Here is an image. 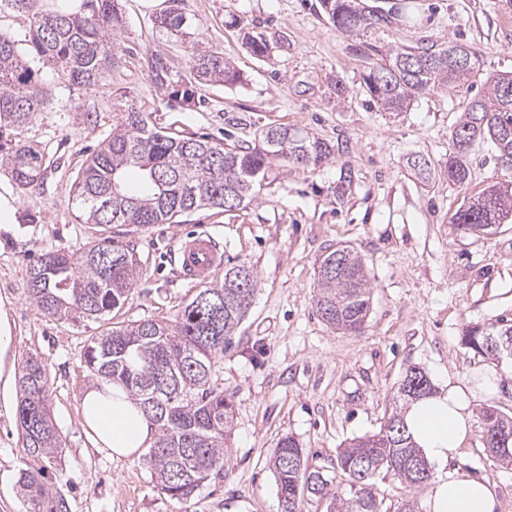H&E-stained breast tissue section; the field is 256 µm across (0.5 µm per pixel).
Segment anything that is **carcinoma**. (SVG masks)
I'll return each mask as SVG.
<instances>
[{"instance_id":"1","label":"carcinoma","mask_w":512,"mask_h":512,"mask_svg":"<svg viewBox=\"0 0 512 512\" xmlns=\"http://www.w3.org/2000/svg\"><path fill=\"white\" fill-rule=\"evenodd\" d=\"M336 30L355 38L353 53L382 63L366 67V92L386 112H401L418 96L440 88H472L480 64L472 50L469 63H448L458 43L385 48L371 33L391 24L390 14L365 0H320ZM27 14L26 49L0 35V138L20 129L41 111L45 93L29 60L54 65L60 79L85 88L100 87L118 64L114 36L122 28L115 0H87L88 12L40 11L33 0H0V9ZM179 33L186 17L177 5L160 19ZM200 79L235 84L237 72L219 53L194 60ZM487 92L472 98L451 133L448 181L463 186L470 170L468 153L477 140L490 144L499 157L512 161V90L502 74L487 77ZM335 155L334 146L297 129L266 130L263 146L224 145L206 136L171 134L149 125L134 108L113 115L112 133L87 156L73 182V191L87 224H172L200 209L231 211L254 197L274 161L287 167H317ZM0 164L21 189L36 185L50 167L45 154L22 140L0 142ZM139 172L145 190L132 193L125 172ZM512 214V187H489L459 207L453 223L466 233H489ZM343 269L330 272L319 265L315 311L333 328L361 332L371 307V288L362 258L339 247ZM132 251L102 238L76 252L48 251L30 267L27 294L44 314L59 319L97 321L119 310L137 282ZM256 277L245 262L224 267V277L192 299L175 325L154 319L112 326L91 338L84 363L91 375L121 384L156 427L147 463L162 493L188 500L207 485L224 480V456L233 431V405L212 382L218 357L231 345L249 311ZM512 337V324L475 326L462 344L495 360L489 341ZM18 385L17 415L28 464L17 480L27 512H70L68 499L46 483L48 466L60 449L58 432L48 410L49 375L30 357L23 363ZM432 391L428 376L412 368L398 386L399 399L414 401ZM484 447L495 457L512 461V417L492 405L481 414ZM270 463L280 512H302L304 500L326 502V512H391L377 486L389 475L415 489L426 486L432 472L406 430L403 416L391 413L378 432L352 440L336 456L340 481L312 469L306 450L292 436L277 442Z\"/></svg>"}]
</instances>
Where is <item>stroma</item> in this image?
<instances>
[{
	"label": "stroma",
	"mask_w": 512,
	"mask_h": 512,
	"mask_svg": "<svg viewBox=\"0 0 512 512\" xmlns=\"http://www.w3.org/2000/svg\"><path fill=\"white\" fill-rule=\"evenodd\" d=\"M393 8L376 37L391 46L458 41L482 59L471 90L442 88L401 112L381 110L364 91L365 59L325 17L320 0H118L124 26L120 60L95 89L60 80L34 62L48 101L21 134L51 166L40 185L20 189L0 169V195L15 207L0 223V311L12 325L9 357L21 367L36 357L48 368L52 422L61 452L52 481L71 512H278L269 458L294 436L312 464L335 476L336 455L355 437L375 433L407 370L430 380L471 378L487 364L461 343L467 327L512 323V216L489 235L466 234L452 216L464 200L512 183V162L488 143L470 152V180L448 181L451 132L489 74L512 71V6L505 0H366ZM179 4L180 33L157 17ZM264 33L267 56L248 36ZM203 50L224 55L238 83H201L193 70ZM345 94H337V85ZM194 91L183 106L178 93ZM130 105L150 124L176 133L258 146L262 133L294 127L340 150L309 170L273 165L250 203L202 209L173 224H87L72 183L87 154L112 131V115ZM353 181L337 197L341 171ZM210 231L226 261L256 275L252 306L231 348L217 359L213 382L233 402L232 453L219 485L190 501L163 494L144 458H112L96 448L79 409L96 380L84 367L90 337L109 322L173 323L201 290L183 279L172 249L177 238ZM110 238L133 250L139 279L111 320L75 322L40 312L26 293L27 271L41 253L73 251ZM347 246L362 257L372 288L362 334L330 327L314 296L323 255ZM17 386L0 391V512H26L16 479L27 456L17 422ZM462 471L496 486L499 512H512V465L491 457L481 427L455 459Z\"/></svg>",
	"instance_id": "stroma-1"
}]
</instances>
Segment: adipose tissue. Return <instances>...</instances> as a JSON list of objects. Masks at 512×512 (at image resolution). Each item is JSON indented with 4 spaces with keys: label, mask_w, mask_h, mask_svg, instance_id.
I'll use <instances>...</instances> for the list:
<instances>
[{
    "label": "adipose tissue",
    "mask_w": 512,
    "mask_h": 512,
    "mask_svg": "<svg viewBox=\"0 0 512 512\" xmlns=\"http://www.w3.org/2000/svg\"><path fill=\"white\" fill-rule=\"evenodd\" d=\"M499 371L485 367L483 385L442 375L437 390L410 402L405 424L424 458L436 465L437 477L427 491V512H497L495 486L453 467L472 433L474 401L482 392L495 391ZM85 426L97 447L117 457L140 454L151 447L156 434L152 420L123 387L101 383L90 388L80 404Z\"/></svg>",
    "instance_id": "obj_1"
}]
</instances>
